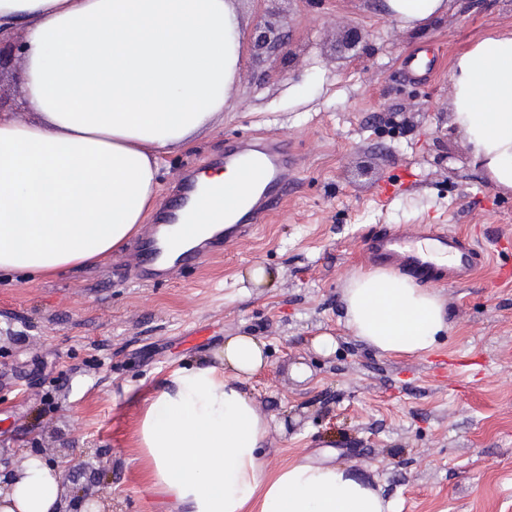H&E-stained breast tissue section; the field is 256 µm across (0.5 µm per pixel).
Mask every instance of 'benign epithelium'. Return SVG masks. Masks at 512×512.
<instances>
[{
	"instance_id": "1",
	"label": "benign epithelium",
	"mask_w": 512,
	"mask_h": 512,
	"mask_svg": "<svg viewBox=\"0 0 512 512\" xmlns=\"http://www.w3.org/2000/svg\"><path fill=\"white\" fill-rule=\"evenodd\" d=\"M255 33L251 51L257 60L284 47L283 36L278 27L269 20L262 18L257 21ZM17 50L18 46L13 41L0 38V75L10 68ZM46 464L58 472L60 484H65L67 480L75 484L82 483L71 499L59 498L56 512H94V508L99 506L102 507L101 512H109L106 500L94 491L103 481L104 473L91 460L61 455L46 461Z\"/></svg>"
}]
</instances>
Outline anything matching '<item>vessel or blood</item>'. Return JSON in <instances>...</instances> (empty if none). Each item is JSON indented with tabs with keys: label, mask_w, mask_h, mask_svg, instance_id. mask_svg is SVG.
<instances>
[{
	"label": "vessel or blood",
	"mask_w": 512,
	"mask_h": 512,
	"mask_svg": "<svg viewBox=\"0 0 512 512\" xmlns=\"http://www.w3.org/2000/svg\"><path fill=\"white\" fill-rule=\"evenodd\" d=\"M227 158L229 165L239 171H261L264 188L256 202L241 219L214 233L202 245L179 251L169 248V233L177 225L203 223L205 212L200 209L188 216L179 208L169 212L164 216L162 224L156 225L142 243L136 282L155 284L171 268L196 265L204 252L219 251L225 238L239 240L249 236L267 214L278 208L286 192L288 173L295 165V156L286 145L277 142L262 146L236 144L229 146ZM424 238L429 245L420 249L403 234L382 230L368 238L367 244L376 261L400 266L424 278L434 277L443 271L435 262L436 256L441 254L453 257V265L443 272L456 281L466 280L484 259L477 246L455 232L433 229L425 232Z\"/></svg>",
	"instance_id": "obj_1"
}]
</instances>
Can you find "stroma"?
<instances>
[{
    "label": "stroma",
    "mask_w": 512,
    "mask_h": 512,
    "mask_svg": "<svg viewBox=\"0 0 512 512\" xmlns=\"http://www.w3.org/2000/svg\"><path fill=\"white\" fill-rule=\"evenodd\" d=\"M381 0H281L285 45L263 61L244 51L222 118L164 156L147 221L175 202L186 169L207 170L227 139L286 144L298 159L281 206L253 236L165 282L140 286L139 241L99 262L28 280L0 275V447L13 466L63 453L96 457L112 512H160L135 432L145 398L177 367L203 361L225 337L268 343L247 386L276 427L270 466L311 456L350 466L396 512H512V193L474 168L447 133L448 68L485 35L512 32V0H448L407 29ZM362 42L339 51L344 31ZM412 184L381 204L395 171ZM460 233L487 261L464 282L439 281L451 329L433 351L378 354L347 332L341 291L372 265L380 229ZM273 287L245 293L254 264ZM332 333L329 354L313 340Z\"/></svg>",
    "instance_id": "1"
}]
</instances>
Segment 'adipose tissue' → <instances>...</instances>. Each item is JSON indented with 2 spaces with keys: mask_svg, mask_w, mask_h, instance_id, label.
Here are the masks:
<instances>
[{
  "mask_svg": "<svg viewBox=\"0 0 512 512\" xmlns=\"http://www.w3.org/2000/svg\"><path fill=\"white\" fill-rule=\"evenodd\" d=\"M447 0H383L416 28ZM22 30L30 124L0 115V271L50 275L119 252L153 207L164 154L224 110L245 29L235 0H0V35ZM449 128L472 164L512 191V32L450 68ZM344 326L388 357L429 352L450 329L438 288L395 269L348 280ZM267 343L226 337L212 360L173 369L145 401L136 443L165 512H394L349 467L295 458L270 467L272 419L246 383ZM0 512H54L60 485L36 457Z\"/></svg>",
  "mask_w": 512,
  "mask_h": 512,
  "instance_id": "obj_1",
  "label": "adipose tissue"
}]
</instances>
